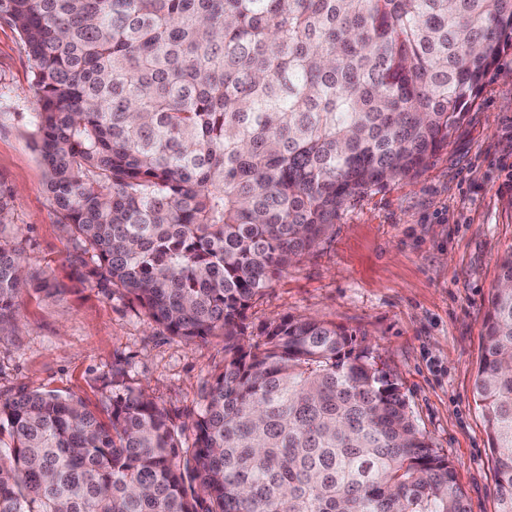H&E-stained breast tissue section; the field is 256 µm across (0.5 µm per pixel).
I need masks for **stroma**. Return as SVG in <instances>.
Segmentation results:
<instances>
[{
  "instance_id": "obj_1",
  "label": "stroma",
  "mask_w": 512,
  "mask_h": 512,
  "mask_svg": "<svg viewBox=\"0 0 512 512\" xmlns=\"http://www.w3.org/2000/svg\"><path fill=\"white\" fill-rule=\"evenodd\" d=\"M23 41L0 20V182L25 264L64 291L24 286L18 327L0 337V400L21 392L81 398L99 410L102 380L124 367L161 406L194 410L224 366V339L188 344L137 307L72 276L74 241L45 190ZM512 35L447 147L419 174L350 200L302 262L276 274L246 334L285 316L362 337L397 380L419 429L455 467L468 512H496L497 477L473 400L490 296L512 252Z\"/></svg>"
}]
</instances>
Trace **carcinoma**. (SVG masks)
Wrapping results in <instances>:
<instances>
[{
  "instance_id": "obj_1",
  "label": "carcinoma",
  "mask_w": 512,
  "mask_h": 512,
  "mask_svg": "<svg viewBox=\"0 0 512 512\" xmlns=\"http://www.w3.org/2000/svg\"><path fill=\"white\" fill-rule=\"evenodd\" d=\"M32 72L46 190L73 271L187 342L224 337L196 412L120 368L101 412L0 404V512H468L448 457L347 329L252 301L342 207L455 133L512 32V0H0ZM0 183V335L33 281ZM473 399L512 512V253Z\"/></svg>"
}]
</instances>
